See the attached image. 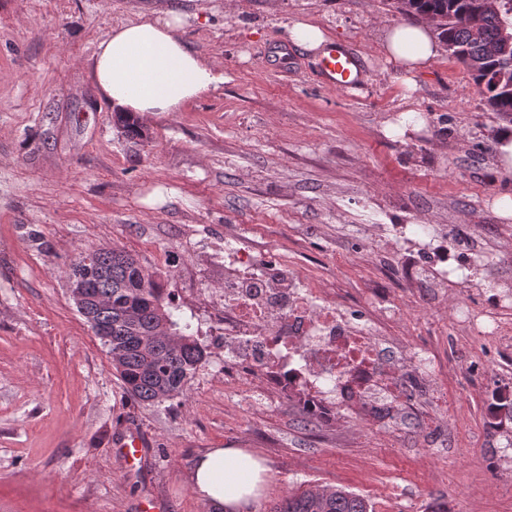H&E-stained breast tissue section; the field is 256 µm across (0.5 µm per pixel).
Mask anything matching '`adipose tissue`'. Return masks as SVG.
<instances>
[{
  "label": "adipose tissue",
  "mask_w": 512,
  "mask_h": 512,
  "mask_svg": "<svg viewBox=\"0 0 512 512\" xmlns=\"http://www.w3.org/2000/svg\"><path fill=\"white\" fill-rule=\"evenodd\" d=\"M182 26L174 12H142L97 43L92 78L115 111L141 119L151 112H175L223 83L221 69L187 46ZM444 49L425 20L395 26L384 36V51L401 67L409 97L417 90L416 74ZM266 471L262 460L243 449L213 448L194 459L191 492L210 503L214 512H245L264 489Z\"/></svg>",
  "instance_id": "1"
}]
</instances>
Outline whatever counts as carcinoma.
Listing matches in <instances>:
<instances>
[{"label": "carcinoma", "mask_w": 512, "mask_h": 512, "mask_svg": "<svg viewBox=\"0 0 512 512\" xmlns=\"http://www.w3.org/2000/svg\"><path fill=\"white\" fill-rule=\"evenodd\" d=\"M407 14L440 18L448 53L469 72L488 110L512 122V0H412ZM91 292V313L112 350V366L135 400L159 404L185 395L205 350L184 332L161 283L130 253L97 248L70 264ZM167 323L174 341L153 331ZM271 512H373L362 496L335 486H300Z\"/></svg>", "instance_id": "cac0c4a2"}]
</instances>
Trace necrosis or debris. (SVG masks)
<instances>
[{
    "label": "necrosis or debris",
    "mask_w": 512,
    "mask_h": 512,
    "mask_svg": "<svg viewBox=\"0 0 512 512\" xmlns=\"http://www.w3.org/2000/svg\"><path fill=\"white\" fill-rule=\"evenodd\" d=\"M395 232L418 248L412 283L447 297L456 270L448 261L450 225L399 224ZM485 288L491 302L462 296L451 323L471 333L477 367L492 351L512 347V292L493 282ZM209 307L210 326L224 342V384L244 396L248 408H268L266 395L273 392L326 422L367 409L387 430L397 407L434 414L453 401L434 349L392 331L394 309L349 298L329 287L327 277L304 275L275 250L249 247L231 226L224 231V294ZM388 347L405 350L406 364L388 362Z\"/></svg>",
    "instance_id": "necrosis-or-debris-1"
}]
</instances>
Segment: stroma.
I'll return each instance as SVG.
<instances>
[{"mask_svg":"<svg viewBox=\"0 0 512 512\" xmlns=\"http://www.w3.org/2000/svg\"><path fill=\"white\" fill-rule=\"evenodd\" d=\"M0 0V512H213L190 490L193 459L245 448L270 467L269 512L300 484L340 486L375 512H512V418L491 440L481 422L497 380L470 374L452 335L414 331L448 367L461 410L437 423L400 412L394 432L361 414L328 427L294 402L248 412L219 371L223 346L206 337L201 288L224 285L218 245L245 241L287 253L301 272L335 275L349 295L376 289L400 301L418 254L394 224H452L456 252L484 251L480 277L512 279V220L492 201L512 196L499 172L490 112L449 54L417 75L404 98L385 61V32L405 22L395 0ZM171 10L182 36L224 72L219 87L176 112L147 116L127 137L93 86L97 43L138 13ZM309 21L364 60L359 90L316 80V58L292 44ZM426 122L406 139L387 127L401 111ZM47 244L37 249L27 233ZM99 247L126 250L176 292L177 314L206 357L182 401L131 399L67 293L71 261ZM135 428L143 466L125 475L112 439Z\"/></svg>","mask_w":512,"mask_h":512,"instance_id":"1","label":"stroma"}]
</instances>
